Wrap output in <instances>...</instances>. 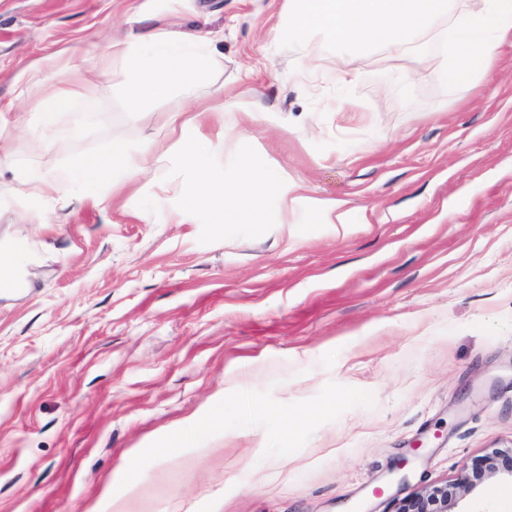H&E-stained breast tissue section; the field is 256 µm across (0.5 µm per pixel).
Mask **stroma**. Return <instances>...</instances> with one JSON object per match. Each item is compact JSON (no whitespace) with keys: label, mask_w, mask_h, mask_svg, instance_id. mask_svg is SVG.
Wrapping results in <instances>:
<instances>
[{"label":"stroma","mask_w":512,"mask_h":512,"mask_svg":"<svg viewBox=\"0 0 512 512\" xmlns=\"http://www.w3.org/2000/svg\"><path fill=\"white\" fill-rule=\"evenodd\" d=\"M287 0H0V247L22 253L26 288H0V512H87L128 453L212 408L226 383L278 402L328 382L371 392L298 451L264 457L266 433L235 428L185 464L150 463L133 512H388L390 500L455 482L512 445V45L488 74L448 90L427 56L357 55L339 87L323 40L299 72L270 31ZM169 25L215 57L204 94L243 153L316 199L365 212L339 237L306 212L281 225L173 223L154 197L187 184L159 136L179 93L133 112L120 29ZM62 68V133L34 130ZM407 74L406 84L389 73ZM252 91L254 119L228 99ZM158 137L151 191L105 205L28 196L23 173L69 170L113 139ZM147 211L150 222L138 219ZM455 512H512L498 473Z\"/></svg>","instance_id":"obj_1"}]
</instances>
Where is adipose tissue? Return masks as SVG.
I'll return each mask as SVG.
<instances>
[{
  "instance_id": "obj_1",
  "label": "adipose tissue",
  "mask_w": 512,
  "mask_h": 512,
  "mask_svg": "<svg viewBox=\"0 0 512 512\" xmlns=\"http://www.w3.org/2000/svg\"><path fill=\"white\" fill-rule=\"evenodd\" d=\"M123 43L127 47L126 96L132 106L168 97L176 91L197 99L193 110L172 113L166 122L175 156L186 169L191 184L189 193L173 209L180 223H190L193 214L201 210L215 224H257L273 202L281 218L304 210L318 214L322 223L333 226L337 234L355 230L353 211L344 201L305 196L299 184L272 169L262 155L250 153L239 157L227 173L214 167L212 157L228 129L222 126L216 133H208V126L215 117L223 115L224 108L203 104L198 99L214 67L208 44L190 41L163 27L150 32L127 28ZM154 150L151 141L132 145L116 139L104 156L85 161L79 177L69 179L37 171L26 173L23 182L29 194L45 200L53 192L69 188L99 205L103 199L97 189L103 184L116 191L128 185L137 186L142 192L149 190V163Z\"/></svg>"
}]
</instances>
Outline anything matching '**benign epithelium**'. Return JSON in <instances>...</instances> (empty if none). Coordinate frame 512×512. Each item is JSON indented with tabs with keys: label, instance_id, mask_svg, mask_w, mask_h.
Masks as SVG:
<instances>
[{
	"label": "benign epithelium",
	"instance_id": "1",
	"mask_svg": "<svg viewBox=\"0 0 512 512\" xmlns=\"http://www.w3.org/2000/svg\"><path fill=\"white\" fill-rule=\"evenodd\" d=\"M497 472H503L512 478V449L491 450L472 464L460 480L419 492L399 502L395 512H450L460 496Z\"/></svg>",
	"mask_w": 512,
	"mask_h": 512
}]
</instances>
